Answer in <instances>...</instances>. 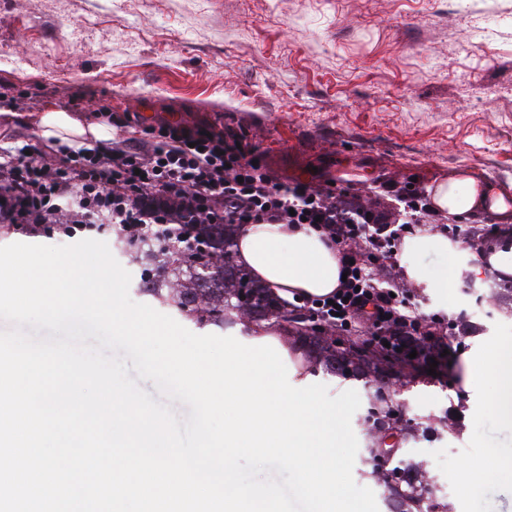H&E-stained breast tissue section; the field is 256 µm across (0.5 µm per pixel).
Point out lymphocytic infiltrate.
<instances>
[{
  "instance_id": "obj_1",
  "label": "lymphocytic infiltrate",
  "mask_w": 512,
  "mask_h": 512,
  "mask_svg": "<svg viewBox=\"0 0 512 512\" xmlns=\"http://www.w3.org/2000/svg\"><path fill=\"white\" fill-rule=\"evenodd\" d=\"M235 134L162 117L145 135L119 134L111 147L0 157V230L71 234L82 226L130 240L163 229L193 242L191 226L295 224L320 230L338 253L345 281L331 298L298 299L310 323L360 336L382 355L430 363L456 352L458 322L424 312L404 283L398 255L429 213L420 196L405 199L397 221L307 182L276 181L238 146ZM429 351L416 353L418 340Z\"/></svg>"
}]
</instances>
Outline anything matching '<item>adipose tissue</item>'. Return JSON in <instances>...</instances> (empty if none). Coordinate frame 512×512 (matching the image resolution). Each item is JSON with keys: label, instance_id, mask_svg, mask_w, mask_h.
<instances>
[{"label": "adipose tissue", "instance_id": "1", "mask_svg": "<svg viewBox=\"0 0 512 512\" xmlns=\"http://www.w3.org/2000/svg\"><path fill=\"white\" fill-rule=\"evenodd\" d=\"M44 136L58 137L76 147L111 140L112 132L99 123H86L65 112H43L36 119ZM432 204L451 216L478 209L506 212L507 201L493 187L468 174L438 183ZM235 253L240 264L284 300L297 296H324L339 280L336 250L313 231L285 224H245L235 235ZM492 379L496 386L493 405L512 424V347H497L479 365L470 367L467 384Z\"/></svg>", "mask_w": 512, "mask_h": 512}]
</instances>
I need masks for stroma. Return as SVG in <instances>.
I'll list each match as a JSON object with an SVG mask.
<instances>
[{
  "label": "stroma",
  "instance_id": "1",
  "mask_svg": "<svg viewBox=\"0 0 512 512\" xmlns=\"http://www.w3.org/2000/svg\"><path fill=\"white\" fill-rule=\"evenodd\" d=\"M74 98L109 126L160 115L218 126L279 181L332 180L392 216L406 193L462 172L512 204V0H0V110L21 116L0 151L48 149L30 114ZM441 220L495 233L463 250L449 297L419 290L427 312L468 328L451 385L392 366L406 376L395 402L421 426L399 456L423 464L451 512H512V478L473 494L456 479L488 452L512 459L493 382L464 386L467 362L512 347V300L487 302L512 274L485 262L498 251L512 264V208ZM269 327L311 383L364 393Z\"/></svg>",
  "mask_w": 512,
  "mask_h": 512
}]
</instances>
